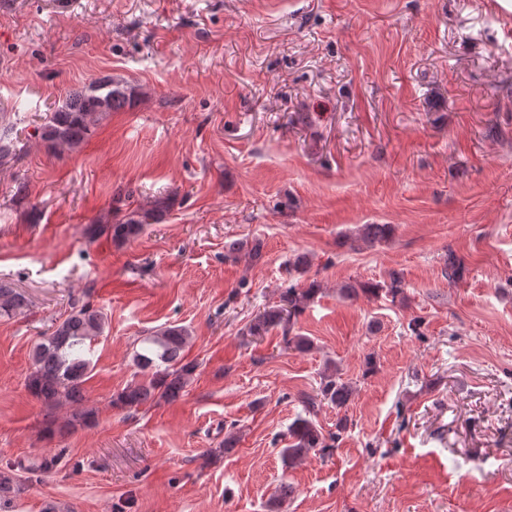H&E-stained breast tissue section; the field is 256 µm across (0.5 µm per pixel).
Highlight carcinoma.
Segmentation results:
<instances>
[{"label": "carcinoma", "mask_w": 512, "mask_h": 512, "mask_svg": "<svg viewBox=\"0 0 512 512\" xmlns=\"http://www.w3.org/2000/svg\"><path fill=\"white\" fill-rule=\"evenodd\" d=\"M138 96V88L124 80L101 78L83 90L66 95L38 128V135L51 147L73 149L91 134L104 114L133 107ZM18 159L17 144L10 138L9 131L1 132L0 166L15 163ZM132 196L133 191L127 190L118 193L115 198L111 224L107 225L115 243L136 238L147 224L162 223L174 205L172 197L159 196L127 211L122 208V203ZM392 234L393 226L390 224H362L357 229L354 241L372 246L388 240ZM240 255L258 261L262 256L260 242L235 240L226 245V256L236 258ZM310 264V258L305 254L296 255L288 263L290 283L281 293L280 304L257 314L247 326V335L263 337L279 328L283 334L284 349H311L312 341L308 337L293 334L299 316L320 291L315 281L306 288H300L294 282V276H303ZM465 273V265L453 255H448L445 268L448 282L463 279ZM340 294L350 299H356L361 294H383L394 302L398 298L405 299V283L400 274L393 272L389 280L381 284L348 283L340 289ZM26 305L24 293L12 284L0 281V318L10 319ZM104 329L105 318L99 309L88 301L73 299L67 316L35 346L33 369L26 379L27 389L49 410L66 404L73 407L67 419L48 421V432L68 433L94 420L95 410L84 406V383L90 372L87 353ZM188 338V330L175 325L144 339V347L134 356L143 378L128 384L112 400V404L118 408L136 409L155 400L176 401L196 370V364L184 362L183 351ZM352 393L351 383L342 378L339 370L329 369L322 374L319 392L301 396L303 413L297 415L288 427V447L281 451L284 464L295 467L311 450L328 447L322 428L316 421L318 408L325 401L341 410L348 406ZM62 458L63 453L60 452L50 458L18 459L6 463L5 467L0 468V507L10 504L18 492V473H49L61 463Z\"/></svg>", "instance_id": "cac0c4a2"}]
</instances>
